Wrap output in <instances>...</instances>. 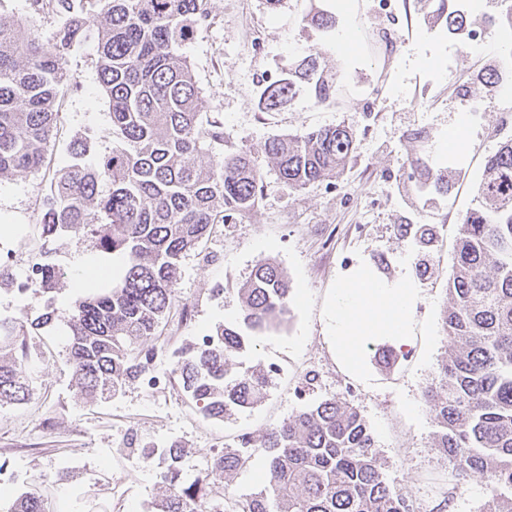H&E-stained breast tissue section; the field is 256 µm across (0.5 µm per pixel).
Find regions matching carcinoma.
<instances>
[{
	"label": "carcinoma",
	"instance_id": "obj_1",
	"mask_svg": "<svg viewBox=\"0 0 512 512\" xmlns=\"http://www.w3.org/2000/svg\"><path fill=\"white\" fill-rule=\"evenodd\" d=\"M419 11L461 36L475 22L512 29V7L499 17L465 14L458 0H416ZM62 23L53 42L42 44L19 23L0 17V177L32 172L45 163L56 130L58 93L73 82L67 59L96 34V70L108 98L118 145L85 157L91 138L70 143V161L59 169L40 204L44 239L81 235L104 257L118 258L112 274L97 267L100 283L75 302L64 321L66 361L77 395L113 397L154 369L161 325L178 303L182 258L258 203L264 161L289 186L329 181L355 149L345 123L288 137H272L249 149L198 166L192 157L223 138L221 126L203 125L199 90L182 47L209 17L206 0H57ZM305 21L325 35L336 29V11L317 10ZM311 48L288 76L265 86L261 109L275 112L307 91L325 103L334 88ZM498 62L483 65L472 83L500 84ZM451 176L430 168L422 191L446 195ZM109 186L107 193L100 186ZM479 204L460 219L450 306L443 326L447 355L435 372L439 384L425 396L435 413L436 449L462 474L485 475L491 496L484 512H512V139L486 161L476 189ZM35 296L55 291L64 276L40 260ZM240 321L220 324L206 343L179 351L171 377L200 413L221 420L261 402L271 371L238 373L234 360L252 334L273 329L288 314L291 285L272 259L259 260L240 286ZM56 309L46 301L32 320L0 319V407L31 399L36 379L22 371L31 330L52 327ZM268 453L263 491L243 500L229 482L249 469L253 437L237 436L211 454L191 476L175 443L165 448L163 487L149 512H413L389 483L374 437L361 412L334 398L309 405L263 437ZM219 476L216 482L212 477ZM10 512H47L36 489L13 497Z\"/></svg>",
	"mask_w": 512,
	"mask_h": 512
}]
</instances>
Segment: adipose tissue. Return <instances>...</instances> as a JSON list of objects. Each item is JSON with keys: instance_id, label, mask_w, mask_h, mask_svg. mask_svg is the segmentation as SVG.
<instances>
[{"instance_id": "ef3b65f1", "label": "adipose tissue", "mask_w": 512, "mask_h": 512, "mask_svg": "<svg viewBox=\"0 0 512 512\" xmlns=\"http://www.w3.org/2000/svg\"><path fill=\"white\" fill-rule=\"evenodd\" d=\"M420 298L411 277L391 282L365 265L346 272L328 312L329 337L338 363L364 379L368 346L388 343L399 350L414 346L411 316Z\"/></svg>"}]
</instances>
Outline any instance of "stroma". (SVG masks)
I'll use <instances>...</instances> for the list:
<instances>
[{
  "label": "stroma",
  "mask_w": 512,
  "mask_h": 512,
  "mask_svg": "<svg viewBox=\"0 0 512 512\" xmlns=\"http://www.w3.org/2000/svg\"><path fill=\"white\" fill-rule=\"evenodd\" d=\"M315 6L337 9V34H344L349 21L360 26L357 50L322 55V67L336 79L333 98L317 111L302 91L281 110L262 111L256 83L264 72L285 74L309 48H322L319 32L304 21ZM207 8L208 21L183 52L200 91V110L206 120L220 122L224 138L199 154L198 164L271 137L343 122L357 133L355 152L336 181L294 189L266 170L257 207L233 223L216 225L199 251L182 260L177 291L192 317L182 320L172 310L162 335L165 351L156 360L162 372L171 369L167 350L192 344L216 324L239 321L238 289L258 259H273L283 270L292 286L290 318L258 334L236 364L241 373L276 367L267 394L221 422L205 418L174 386L151 394L136 383L119 396L86 402L75 395L61 344L35 337L28 348L43 355L37 392L24 405L0 408V453L18 455L30 482L51 485V504L62 512H146L162 488L138 455L125 452L128 429L145 444L180 442L189 451L185 464L192 472L216 442L243 433L260 439L295 411L336 397L363 414L393 487L415 512H436L443 499L432 479L439 475L448 478L447 512H483L490 484L478 473L453 475L447 457L433 446L435 414L424 391L450 346L442 313L450 303L458 219L477 204L474 187L488 156L512 138V110L496 91L471 83L481 58L430 23L415 0L400 6L412 28L389 66L384 46L371 38L382 21L377 0H281L274 10L267 0H208ZM0 16L29 24L44 41L60 25L53 12L34 13L32 0H0ZM97 49L96 38H89L68 60L75 82L60 94L46 166L0 178V225L16 228L12 277L0 280V316L24 318L38 303L36 297L18 296L12 280L43 245L40 201L53 173L69 162L71 141L92 136L100 153L115 144L95 67ZM472 102L482 110L467 126L462 151L446 150L449 128ZM421 154L452 172L447 196L420 194L406 180L411 158ZM422 224L433 233L426 245L416 235ZM48 247L65 272L55 306L67 313L82 294L76 281L95 251L89 239L75 235ZM362 263L390 281L414 276L421 290L412 315L413 329L421 334L417 346L388 371L373 363L375 351L367 349V383L337 363L326 327L342 274Z\"/></svg>",
  "instance_id": "stroma-1"
}]
</instances>
